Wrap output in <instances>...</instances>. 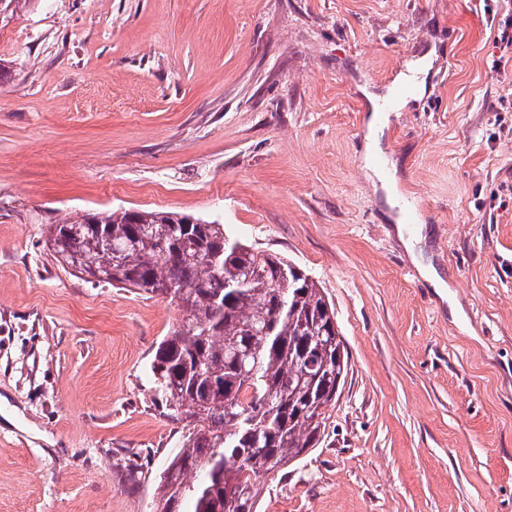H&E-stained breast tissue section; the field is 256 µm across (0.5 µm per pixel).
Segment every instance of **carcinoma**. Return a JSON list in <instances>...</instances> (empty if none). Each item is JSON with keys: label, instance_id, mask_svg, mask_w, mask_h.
Listing matches in <instances>:
<instances>
[{"label": "carcinoma", "instance_id": "carcinoma-1", "mask_svg": "<svg viewBox=\"0 0 512 512\" xmlns=\"http://www.w3.org/2000/svg\"><path fill=\"white\" fill-rule=\"evenodd\" d=\"M64 265L99 284L167 294L179 317L150 370L186 423L159 484L163 512H256L258 477L315 447L347 370L334 310L302 269L168 211L99 212L49 227Z\"/></svg>", "mask_w": 512, "mask_h": 512}]
</instances>
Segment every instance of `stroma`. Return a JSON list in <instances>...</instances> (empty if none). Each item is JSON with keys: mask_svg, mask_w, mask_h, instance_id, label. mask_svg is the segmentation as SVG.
I'll list each match as a JSON object with an SVG mask.
<instances>
[{"mask_svg": "<svg viewBox=\"0 0 512 512\" xmlns=\"http://www.w3.org/2000/svg\"><path fill=\"white\" fill-rule=\"evenodd\" d=\"M512 0H37L0 24V512H160L168 299L63 267L49 225L223 224L323 288L348 349L315 448L257 512H512ZM423 90L364 161L370 96ZM395 232L401 242L403 243L407 253L409 254L413 263L418 267L424 280L430 283L435 292L441 298L447 300L448 284L438 275L431 261L424 259L423 247L426 244V237L424 235V228L420 226L414 235H405L404 224H396L394 226Z\"/></svg>", "mask_w": 512, "mask_h": 512, "instance_id": "1", "label": "stroma"}]
</instances>
